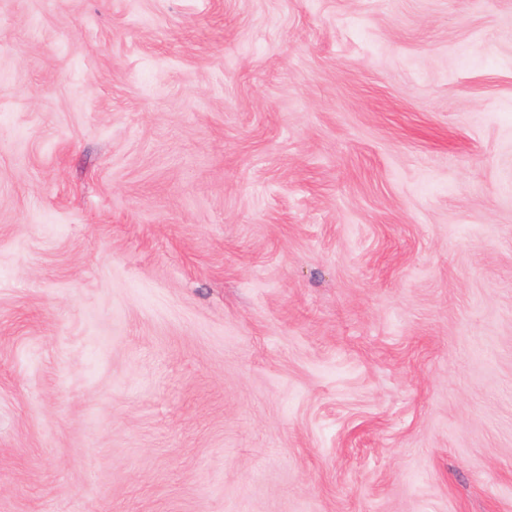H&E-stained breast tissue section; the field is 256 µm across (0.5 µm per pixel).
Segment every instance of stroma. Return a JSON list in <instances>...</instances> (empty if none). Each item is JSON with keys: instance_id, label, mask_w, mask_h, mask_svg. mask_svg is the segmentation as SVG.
<instances>
[{"instance_id": "obj_1", "label": "stroma", "mask_w": 512, "mask_h": 512, "mask_svg": "<svg viewBox=\"0 0 512 512\" xmlns=\"http://www.w3.org/2000/svg\"><path fill=\"white\" fill-rule=\"evenodd\" d=\"M0 512H512V0H0Z\"/></svg>"}]
</instances>
